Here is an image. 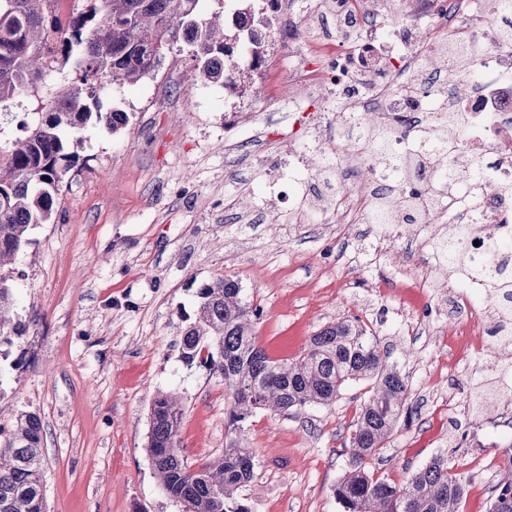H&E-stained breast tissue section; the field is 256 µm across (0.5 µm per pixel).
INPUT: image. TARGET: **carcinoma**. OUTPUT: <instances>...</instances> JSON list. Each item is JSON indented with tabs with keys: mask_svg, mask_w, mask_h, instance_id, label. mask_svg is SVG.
<instances>
[{
	"mask_svg": "<svg viewBox=\"0 0 512 512\" xmlns=\"http://www.w3.org/2000/svg\"><path fill=\"white\" fill-rule=\"evenodd\" d=\"M83 8L60 16L53 0H0V104L18 88L43 89L41 109L32 113L26 133L0 145V345L22 339L15 319L14 291L4 267L31 243L30 229L51 221L66 175L79 157L69 139L88 123H104L116 133L126 112H101V82L136 84L154 71L182 42L198 76L225 82L238 64L233 23L198 12L199 0H83ZM256 38L274 20L247 5ZM74 62L67 83L47 88L46 72H63ZM195 320L182 339V358L224 380L236 426L256 409L298 413L311 405L330 406L353 382L372 383L359 405L344 447L348 469L334 494L343 512H460L464 478L452 472L447 454L434 456L400 486L375 475L380 457L399 423L412 419L408 385L398 364L377 350L356 321L338 320L323 328L292 360L269 358L253 336L260 308L238 281L222 275L197 289ZM184 409L178 396L161 393L153 401L147 452L156 476L184 512H249L235 493L255 477L253 449L237 444L224 455L194 466L179 448ZM0 512H47L43 494L41 421L23 412L7 433L0 430ZM487 512H512V457L502 481L491 491Z\"/></svg>",
	"mask_w": 512,
	"mask_h": 512,
	"instance_id": "carcinoma-1",
	"label": "carcinoma"
}]
</instances>
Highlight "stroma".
I'll use <instances>...</instances> for the list:
<instances>
[{
	"label": "stroma",
	"instance_id": "stroma-1",
	"mask_svg": "<svg viewBox=\"0 0 512 512\" xmlns=\"http://www.w3.org/2000/svg\"><path fill=\"white\" fill-rule=\"evenodd\" d=\"M328 36L323 27L292 46L273 29L261 68L245 72L250 92L195 77L182 51L157 68L159 84L100 87L101 111L128 113V126L91 124L70 141L85 165L67 175L52 222L31 230L8 268L26 333L0 357V426L23 411L40 417L48 512H182L146 451L151 405L170 390L184 408L178 441L189 462L234 443L254 450L256 477L238 493L249 512H343L334 487L369 383L329 406L257 410L232 426L223 379L181 357L197 288L219 274L260 305L254 334L275 360L297 357L337 320H358L400 366L415 409L376 474L399 485L445 453L467 483L462 512H486L501 473L471 456L473 410L512 380V366L459 363L453 295L464 278L449 290L420 288L430 254L412 224L376 266H348L361 227L340 232L318 213L291 221L294 191L276 164L287 138L224 131L233 104L269 127L287 122L288 58ZM172 63L182 77L167 83Z\"/></svg>",
	"mask_w": 512,
	"mask_h": 512
}]
</instances>
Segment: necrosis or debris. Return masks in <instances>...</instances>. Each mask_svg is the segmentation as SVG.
Instances as JSON below:
<instances>
[{
	"label": "necrosis or debris",
	"mask_w": 512,
	"mask_h": 512,
	"mask_svg": "<svg viewBox=\"0 0 512 512\" xmlns=\"http://www.w3.org/2000/svg\"><path fill=\"white\" fill-rule=\"evenodd\" d=\"M267 6L294 44L307 39L306 19L334 21L335 57L320 68L304 57L295 63L300 80L322 88L327 102L301 150L322 156L334 180L291 161L282 166L289 181L307 198L324 201L340 223L373 224L366 241L377 258L401 229L372 216L377 189L393 183L378 158L403 160L408 176L397 186L420 234L433 239L437 222L466 230L454 241L469 266V292L457 300L465 313L456 331L461 362L486 356L494 335L503 347L512 346V302L489 290L491 282L512 278V46L499 40L496 13L483 0H414L401 18L391 14L389 0H268ZM441 9L453 17L445 39L433 34ZM446 44L476 53L455 68L436 59ZM433 123L456 131L455 156L419 138ZM375 125L385 136L373 152L366 141ZM479 156L491 160L490 185L472 186L461 200L438 189L439 176Z\"/></svg>",
	"instance_id": "4bbe7bcc"
}]
</instances>
